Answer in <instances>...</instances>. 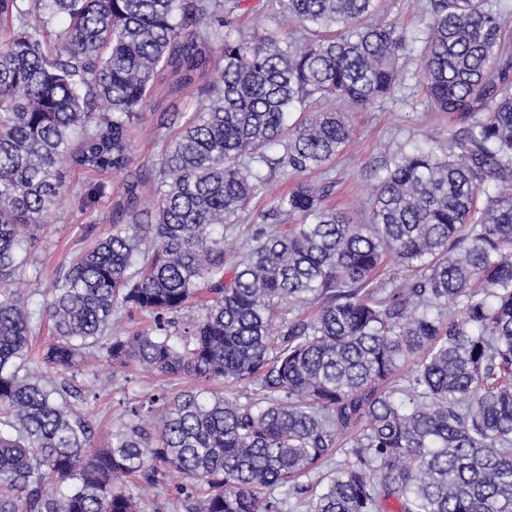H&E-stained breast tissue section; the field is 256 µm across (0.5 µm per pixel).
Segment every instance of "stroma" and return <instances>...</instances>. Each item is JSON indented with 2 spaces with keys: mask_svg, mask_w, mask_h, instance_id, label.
Returning <instances> with one entry per match:
<instances>
[{
  "mask_svg": "<svg viewBox=\"0 0 512 512\" xmlns=\"http://www.w3.org/2000/svg\"><path fill=\"white\" fill-rule=\"evenodd\" d=\"M408 72L405 87L396 92L394 98L353 111L355 133L344 151L331 162L329 174L313 172L306 176L307 181L314 184H329L326 206L345 213L351 220H360L357 202L366 198L370 182L383 174L385 163L394 151L424 142L446 143L449 129L456 125L448 113L430 110L418 62H410ZM171 84L168 78L157 80L152 97L132 120L131 143L137 159L157 155L159 151L155 133L159 113L190 111L196 106L190 94L172 93ZM121 181V176H113L105 193L92 204L89 214H82L76 196H65L59 202L50 224L39 232L30 255L32 267L41 273L40 288H49L59 271L80 251L79 227L87 218L97 219L98 232H105V223L113 208L122 201ZM288 185V180L279 173L270 175L262 194L249 203L231 232L227 262H234L237 255L246 250L260 212L269 209ZM77 381L90 382L95 387L94 398L77 401L76 407L94 424V443L100 448L109 444L113 429L120 423L123 401L159 389L175 393L189 384L188 379L152 374L135 365L116 368L103 357L92 360Z\"/></svg>",
  "mask_w": 512,
  "mask_h": 512,
  "instance_id": "35a3bbf8",
  "label": "stroma"
}]
</instances>
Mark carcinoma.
Listing matches in <instances>:
<instances>
[{
    "instance_id": "carcinoma-1",
    "label": "carcinoma",
    "mask_w": 512,
    "mask_h": 512,
    "mask_svg": "<svg viewBox=\"0 0 512 512\" xmlns=\"http://www.w3.org/2000/svg\"><path fill=\"white\" fill-rule=\"evenodd\" d=\"M383 2L260 4L299 40L233 37L241 0H0V512H141L123 479L150 492L171 475L184 512H283L293 490L305 512H512L508 5L428 0L411 34ZM416 52L431 104L462 122L446 150L393 152L359 222L296 184L226 265L224 231L268 172L321 170L351 139L324 103L392 98ZM168 70L197 106L161 113L172 138L137 165L131 120ZM75 169L98 176L85 198L127 173L124 203L105 234L81 226L93 244L33 308L14 285ZM388 260L401 281L380 278ZM136 313L152 328L114 334ZM100 353L254 389L135 399L97 448L65 375Z\"/></svg>"
}]
</instances>
